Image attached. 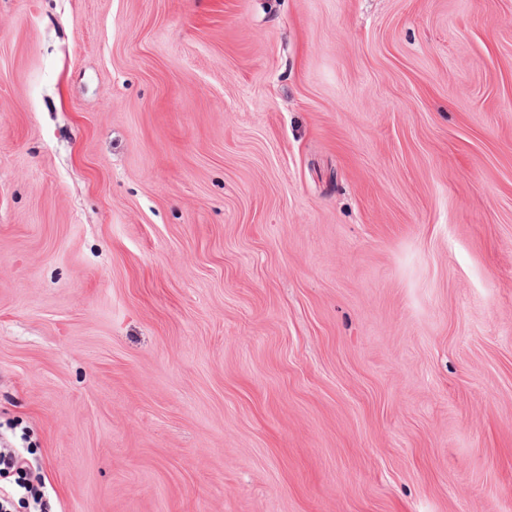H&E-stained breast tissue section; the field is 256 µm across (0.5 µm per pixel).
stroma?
<instances>
[{"instance_id":"35a3bbf8","label":"stroma","mask_w":512,"mask_h":512,"mask_svg":"<svg viewBox=\"0 0 512 512\" xmlns=\"http://www.w3.org/2000/svg\"><path fill=\"white\" fill-rule=\"evenodd\" d=\"M0 440L47 512H512V0H0Z\"/></svg>"}]
</instances>
